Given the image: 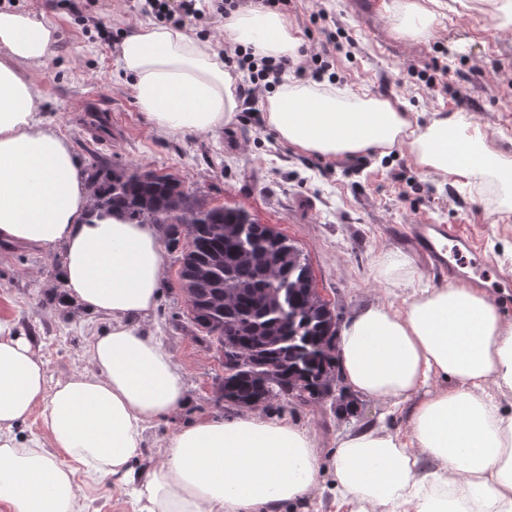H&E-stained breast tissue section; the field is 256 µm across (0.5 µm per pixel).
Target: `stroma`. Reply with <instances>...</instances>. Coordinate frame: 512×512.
I'll use <instances>...</instances> for the list:
<instances>
[{"mask_svg": "<svg viewBox=\"0 0 512 512\" xmlns=\"http://www.w3.org/2000/svg\"><path fill=\"white\" fill-rule=\"evenodd\" d=\"M57 28L45 66L32 73L39 110L70 144L83 168L93 155L121 167L169 173L207 206L246 210L259 223L287 236L307 259L318 293L337 322L376 303L404 307L414 290L441 286L428 262L410 245L418 224H452L479 242L481 257L495 268L493 283L512 280V209L505 190L483 196L449 181L426 176L407 145L388 154L343 159L319 157L288 147L263 112H237L217 130L180 135L157 128L138 105L117 70L119 45L131 25L154 22L135 0H7ZM391 0L366 12L362 0H288V15L308 52L319 51L325 33L342 45L326 69L330 84L354 93L400 99L418 124L434 114L456 113L478 123L495 148L512 155V16L492 13L485 0H442L430 37L411 40L392 33ZM449 66L445 83L428 86L421 72L432 61ZM104 98L102 122L78 111L89 92ZM407 258L409 273L380 277L383 257ZM61 246L42 250L0 249V317L14 319L33 336L45 363L47 384L93 373L85 352L112 325L111 317L82 312L65 299L59 278ZM147 334L160 341L181 372L184 406L144 433L138 466L161 459L172 434L209 418L232 419L240 405L222 395L224 356L219 344L191 322L190 306L174 254ZM355 414H347L346 405ZM262 414L285 420L313 437L322 451L335 448L346 432L385 421L406 428L405 413L344 392L319 403L282 398L261 404ZM83 512H136L132 484L100 479L76 467Z\"/></svg>", "mask_w": 512, "mask_h": 512, "instance_id": "obj_1", "label": "stroma"}]
</instances>
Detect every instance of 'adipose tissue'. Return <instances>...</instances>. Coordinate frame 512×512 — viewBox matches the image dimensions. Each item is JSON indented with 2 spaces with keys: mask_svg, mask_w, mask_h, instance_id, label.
<instances>
[{
  "mask_svg": "<svg viewBox=\"0 0 512 512\" xmlns=\"http://www.w3.org/2000/svg\"><path fill=\"white\" fill-rule=\"evenodd\" d=\"M439 4L392 0V31L430 36ZM224 32L258 56H300L302 40L281 13H235ZM55 41L52 25L0 8V243L62 245L70 302L112 326L86 350L94 374L50 388L32 338L0 319V504L13 512H81L73 461L129 481L144 431L185 398L169 355L142 330L166 274L159 227L93 210L85 171L38 115L30 72ZM117 66L162 130L208 133L239 108L236 77L183 27L131 28ZM264 110L283 142L310 154H383L404 142L427 175L478 193L512 186V158L456 113L420 127L400 100L293 83ZM336 354L351 390L408 408L405 431L370 426L340 438L336 512H512V415L498 401L512 396V322L493 298L451 283L420 289L401 308L372 305L343 323ZM433 380L440 388L418 397ZM36 407L44 435L21 442L13 429ZM320 468L306 432L259 410L200 420L179 428L139 476L138 512H282L314 497Z\"/></svg>",
  "mask_w": 512,
  "mask_h": 512,
  "instance_id": "ef3b65f1",
  "label": "adipose tissue"
}]
</instances>
